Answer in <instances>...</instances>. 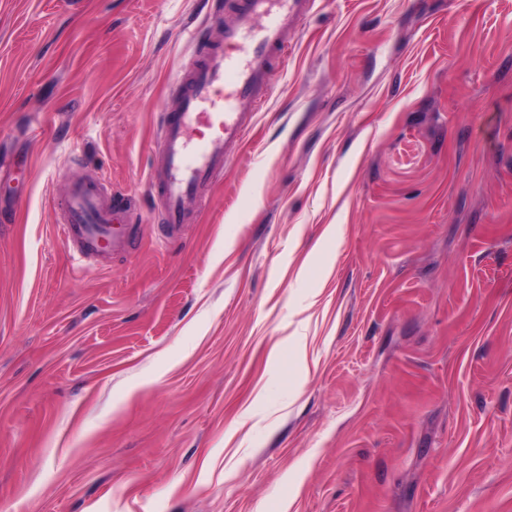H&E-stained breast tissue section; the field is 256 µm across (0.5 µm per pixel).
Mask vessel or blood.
Returning <instances> with one entry per match:
<instances>
[{
  "mask_svg": "<svg viewBox=\"0 0 512 512\" xmlns=\"http://www.w3.org/2000/svg\"><path fill=\"white\" fill-rule=\"evenodd\" d=\"M310 0H245L234 25L224 31L229 48L208 47L189 76L171 86L173 105L162 114L156 143L162 168L152 171L160 188L164 223L176 227L205 201L204 189L224 169L230 145L242 141L264 102L270 58L284 53L283 33L309 8ZM60 229L81 257L128 249L120 213L98 187L77 182L69 188Z\"/></svg>",
  "mask_w": 512,
  "mask_h": 512,
  "instance_id": "1",
  "label": "vessel or blood"
}]
</instances>
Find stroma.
Listing matches in <instances>:
<instances>
[{"label":"stroma","mask_w":512,"mask_h":512,"mask_svg":"<svg viewBox=\"0 0 512 512\" xmlns=\"http://www.w3.org/2000/svg\"><path fill=\"white\" fill-rule=\"evenodd\" d=\"M207 2L0 0V512H512V0H313L171 230ZM64 207L66 219L59 227L66 241L72 242L84 259L100 251L121 253L128 249L120 213L99 187L77 182L69 188Z\"/></svg>","instance_id":"35a3bbf8"}]
</instances>
